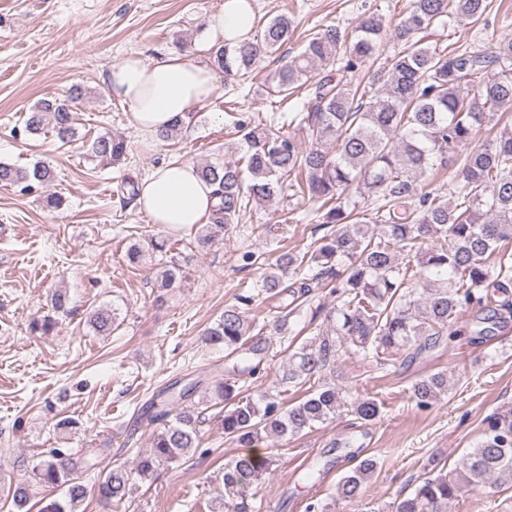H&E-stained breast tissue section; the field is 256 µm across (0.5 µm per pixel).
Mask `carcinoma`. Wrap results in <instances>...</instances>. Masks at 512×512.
<instances>
[{"label": "carcinoma", "mask_w": 512, "mask_h": 512, "mask_svg": "<svg viewBox=\"0 0 512 512\" xmlns=\"http://www.w3.org/2000/svg\"><path fill=\"white\" fill-rule=\"evenodd\" d=\"M492 0H411L408 15L386 27L374 13L349 32L330 25L311 34L305 49L267 76L268 94L288 99L309 88L289 124L306 131L308 144L262 123L235 118L232 126L247 145L237 161L206 164L199 174L217 185L219 203L211 223L194 241L204 250L235 223L247 205H259L290 191V198L316 203L312 221L332 226L331 233L305 251L279 256L277 271L268 273L262 290L271 297L308 295L304 277L291 284L285 274L319 267L313 280L330 288L336 306L327 311L329 328L288 352L279 385L302 386L304 395L286 402L270 392H248L238 378L255 377L264 357L252 342L255 330L248 310L249 293L224 306L204 332L216 352L239 357L237 378L217 371L204 383L176 379L153 395L141 418L155 426L151 449L133 466L114 465L95 485L98 503L121 509L138 480L152 478L162 466L194 457L201 448L200 425L207 413L224 430V438L251 449L267 438L286 439L336 418L349 409L360 420L381 418L377 400L350 396L351 381L337 368L339 352L373 358L379 364L423 336L455 339L463 335L456 318L467 309H488V291L502 293L512 285V126L480 144L477 130L499 124L512 114V39L494 52L466 40L445 47L418 37L438 25L488 24ZM296 24L286 14L258 21L250 36L234 45L210 50L215 66L245 80L261 63L287 45ZM400 49L383 55V40ZM70 100H42L28 113L25 131L47 130L60 146L75 141ZM102 159L124 156V141L108 134L90 146ZM455 168L446 192L420 188L430 169ZM51 170L0 163V184L45 183ZM367 190L363 206L350 200V188ZM416 260L402 267L401 257ZM182 265L170 258L160 287L181 286ZM94 331L109 335L116 317L99 307L88 316ZM416 406L426 410L448 394V373L418 380L411 389ZM270 459L251 452L224 463V495L218 512H254L243 489L269 469ZM378 461L362 459L337 484L336 500L310 499L305 512H335L336 501L354 503ZM97 463L73 458L56 448L33 467L36 483L60 496L41 512H77L87 498L80 472ZM512 482V410L490 415L481 440L461 467L450 472L440 462L409 493H400L387 512H449L469 488L495 490Z\"/></svg>", "instance_id": "obj_1"}]
</instances>
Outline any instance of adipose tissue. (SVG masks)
I'll return each instance as SVG.
<instances>
[{"label": "adipose tissue", "instance_id": "obj_1", "mask_svg": "<svg viewBox=\"0 0 512 512\" xmlns=\"http://www.w3.org/2000/svg\"><path fill=\"white\" fill-rule=\"evenodd\" d=\"M253 17L251 0H224L222 9L208 17L206 31L233 43L248 35ZM107 82L112 97L130 107L134 126L152 140L214 95L217 73L212 60L176 53L155 63L125 58L113 65ZM215 192L194 165L164 161L141 181L137 204L152 223L176 233L209 223L218 202Z\"/></svg>", "mask_w": 512, "mask_h": 512}]
</instances>
